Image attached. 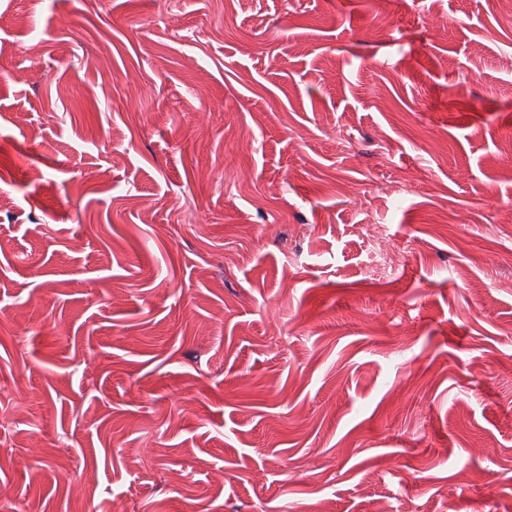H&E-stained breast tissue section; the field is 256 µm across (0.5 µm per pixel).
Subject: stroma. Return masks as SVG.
<instances>
[{
  "instance_id": "stroma-1",
  "label": "stroma",
  "mask_w": 512,
  "mask_h": 512,
  "mask_svg": "<svg viewBox=\"0 0 512 512\" xmlns=\"http://www.w3.org/2000/svg\"><path fill=\"white\" fill-rule=\"evenodd\" d=\"M507 52L502 0H0V512H512Z\"/></svg>"
}]
</instances>
